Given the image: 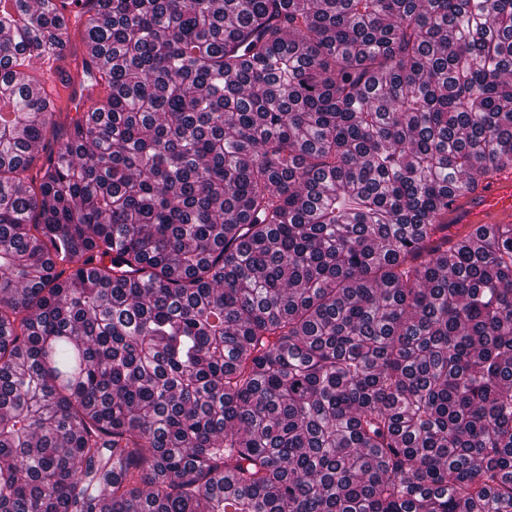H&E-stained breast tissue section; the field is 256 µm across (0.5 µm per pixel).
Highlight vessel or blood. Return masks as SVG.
Wrapping results in <instances>:
<instances>
[{
    "instance_id": "1",
    "label": "vessel or blood",
    "mask_w": 512,
    "mask_h": 512,
    "mask_svg": "<svg viewBox=\"0 0 512 512\" xmlns=\"http://www.w3.org/2000/svg\"><path fill=\"white\" fill-rule=\"evenodd\" d=\"M453 213L462 224H491L511 218L512 176L495 177L485 189L457 197Z\"/></svg>"
}]
</instances>
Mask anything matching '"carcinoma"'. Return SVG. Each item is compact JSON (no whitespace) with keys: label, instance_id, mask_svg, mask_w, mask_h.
Returning a JSON list of instances; mask_svg holds the SVG:
<instances>
[{"label":"carcinoma","instance_id":"obj_1","mask_svg":"<svg viewBox=\"0 0 512 512\" xmlns=\"http://www.w3.org/2000/svg\"><path fill=\"white\" fill-rule=\"evenodd\" d=\"M504 170L512 0H0V512H512ZM458 224H492L512 217V176L504 174L489 181L476 193L459 196L452 206Z\"/></svg>","mask_w":512,"mask_h":512}]
</instances>
